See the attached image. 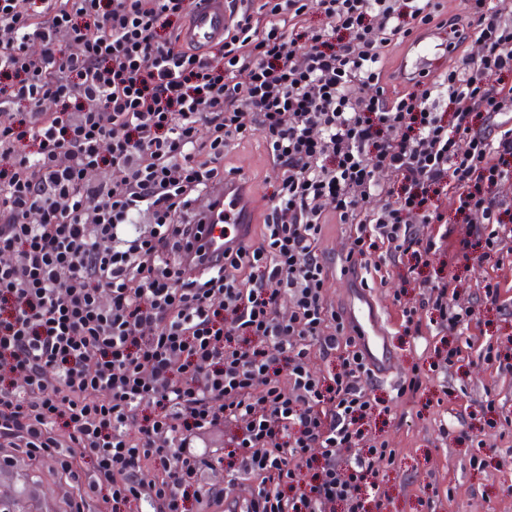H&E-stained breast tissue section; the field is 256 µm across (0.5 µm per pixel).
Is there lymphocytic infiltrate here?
<instances>
[{
	"label": "lymphocytic infiltrate",
	"instance_id": "obj_1",
	"mask_svg": "<svg viewBox=\"0 0 512 512\" xmlns=\"http://www.w3.org/2000/svg\"><path fill=\"white\" fill-rule=\"evenodd\" d=\"M192 2L0 0V447L67 474L70 512L101 492L110 512H213L224 493L192 443L231 424L254 512H388L374 464L396 451L365 429L380 401L325 292L323 229L349 225L374 272L424 265L449 194L488 228L459 256L512 258V0L449 18L439 0H225L214 55L179 42ZM432 24L475 52L391 93L383 49ZM249 131L278 172L259 230L191 266L198 207ZM103 166L114 178L91 179ZM449 288L400 302L405 335L426 312L460 331Z\"/></svg>",
	"mask_w": 512,
	"mask_h": 512
}]
</instances>
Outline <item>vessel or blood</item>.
I'll return each mask as SVG.
<instances>
[{
  "label": "vessel or blood",
  "mask_w": 512,
  "mask_h": 512,
  "mask_svg": "<svg viewBox=\"0 0 512 512\" xmlns=\"http://www.w3.org/2000/svg\"><path fill=\"white\" fill-rule=\"evenodd\" d=\"M226 23L224 0H200L181 34V40L186 45L206 49L211 43L223 38ZM456 40V35L451 32L438 33L433 41L418 39L410 46L402 62L403 68L420 76L432 72L438 55L450 51ZM213 196L222 201V209H212L204 205L198 211L201 238L206 247L200 253L194 254L193 260L205 265L222 260L226 247L238 246L249 222L247 206L232 190L219 187L214 190ZM343 315L358 341L372 377H392L395 356L390 347L381 305L353 277L348 280Z\"/></svg>",
  "instance_id": "1"
}]
</instances>
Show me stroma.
<instances>
[{
  "label": "stroma",
  "instance_id": "1",
  "mask_svg": "<svg viewBox=\"0 0 512 512\" xmlns=\"http://www.w3.org/2000/svg\"><path fill=\"white\" fill-rule=\"evenodd\" d=\"M224 167L246 179L248 197L256 199L258 210H265L277 173L261 134L254 131L234 140L224 152ZM442 209L454 224L443 254L414 271L401 264L387 278L367 276L392 322L389 342L397 373L396 381L371 383L373 394L389 407L371 426L399 450L394 465L382 462L378 468L385 476L390 512H427L425 502L432 495L439 500L436 512H512V425L498 412L502 406L512 410V375L497 372L473 349L464 361L436 371L433 382L417 393H398L413 367L425 370L436 360L438 336L404 335L394 304L400 294L417 297L421 280L448 277L457 304L470 311L469 328L456 336V343L478 336L503 349L512 346V304L499 311L483 302L490 262L463 266L455 261L460 240L483 232L480 216L459 223L457 203L449 196L443 198ZM348 235V225L330 223L321 244L330 266L325 289L335 304L347 288L340 259L348 251ZM443 425L448 428L444 435L439 432ZM71 494L69 480L52 462L14 451L0 466V512H69Z\"/></svg>",
  "mask_w": 512,
  "mask_h": 512
}]
</instances>
